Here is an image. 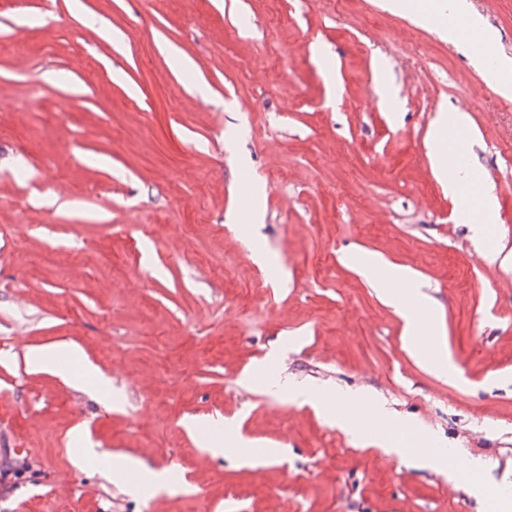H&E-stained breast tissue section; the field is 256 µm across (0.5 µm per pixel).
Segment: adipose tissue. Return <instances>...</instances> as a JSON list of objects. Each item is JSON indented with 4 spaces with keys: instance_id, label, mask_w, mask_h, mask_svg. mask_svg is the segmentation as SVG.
<instances>
[{
    "instance_id": "adipose-tissue-1",
    "label": "adipose tissue",
    "mask_w": 512,
    "mask_h": 512,
    "mask_svg": "<svg viewBox=\"0 0 512 512\" xmlns=\"http://www.w3.org/2000/svg\"><path fill=\"white\" fill-rule=\"evenodd\" d=\"M387 7L394 12L413 11L417 22L429 23L444 20L448 17L465 21L470 31H481L485 28L484 21L471 13L468 0H432L428 9L412 10L409 0H388ZM469 117L467 113L455 110L441 111L432 124L428 136V155L432 171L437 180L448 190L449 195H459L464 187L478 186L479 199L476 205L461 209L457 219L463 224H480L490 226L496 223L498 217V202L492 186L479 183L476 172L466 165L449 166V141L453 136L469 134ZM413 278L407 270L400 266L392 267L389 274L380 279L378 286L384 301L389 305H402L407 316L402 339L407 350L422 366L438 374L448 376L453 372L448 362V353L442 347L431 344L425 347L415 342L421 327L432 326V304L427 296L413 291ZM398 456H409L425 466L439 468L448 475H456L462 471H472L470 463L453 460L449 451L437 447L434 440L425 437L419 440L417 446L410 449H398ZM104 469L111 472L113 480H124L129 470L139 469L143 472L142 480L135 489L143 497H152L167 487L164 474L143 469L139 460L127 456L115 455L102 459Z\"/></svg>"
}]
</instances>
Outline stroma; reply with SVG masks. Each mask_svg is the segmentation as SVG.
Wrapping results in <instances>:
<instances>
[{
    "instance_id": "35a3bbf8",
    "label": "stroma",
    "mask_w": 512,
    "mask_h": 512,
    "mask_svg": "<svg viewBox=\"0 0 512 512\" xmlns=\"http://www.w3.org/2000/svg\"><path fill=\"white\" fill-rule=\"evenodd\" d=\"M81 2L0 0L18 38L0 47V512H493L472 475L450 485L277 385L362 393L353 420L382 428L380 406L407 442L512 473V97L476 63L512 60V0H471L489 46L386 0ZM442 107L469 115L449 159L493 186L508 263L454 220L476 193L432 173ZM363 253L433 299L454 375L408 353L348 261ZM61 343L111 402L29 365ZM193 422L267 454L212 453ZM105 453L167 471L168 490L132 495Z\"/></svg>"
}]
</instances>
